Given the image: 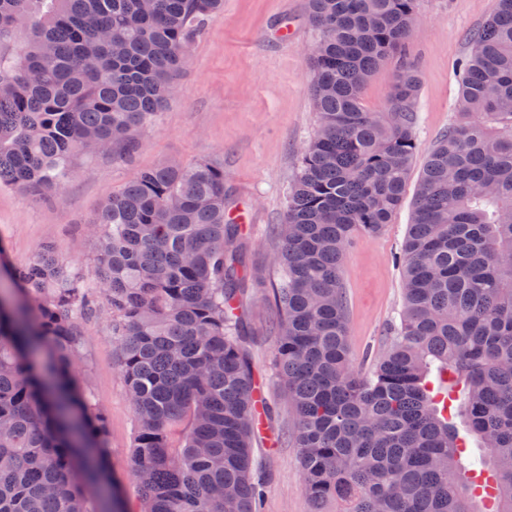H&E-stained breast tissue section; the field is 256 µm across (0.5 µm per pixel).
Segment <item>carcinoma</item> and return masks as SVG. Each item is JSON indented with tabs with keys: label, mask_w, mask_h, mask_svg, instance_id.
<instances>
[{
	"label": "carcinoma",
	"mask_w": 512,
	"mask_h": 512,
	"mask_svg": "<svg viewBox=\"0 0 512 512\" xmlns=\"http://www.w3.org/2000/svg\"><path fill=\"white\" fill-rule=\"evenodd\" d=\"M470 34L455 111L427 154L400 263L404 305L363 372L350 359L341 278L357 236L401 205L420 80L400 61L386 111L362 88L410 41L417 0H308L317 129L288 191L276 260L277 375L297 419L316 509L478 512L448 416L450 386L485 448L492 512H512V0ZM223 0H0V187L38 196L107 140L130 155ZM224 167L136 171L101 207L95 272L52 245L0 291V512H119L107 422L72 372L80 320L109 316L137 417L131 468L142 512H259L264 479L246 325V263ZM178 443H173V437ZM101 495L94 506L92 491Z\"/></svg>",
	"instance_id": "1"
}]
</instances>
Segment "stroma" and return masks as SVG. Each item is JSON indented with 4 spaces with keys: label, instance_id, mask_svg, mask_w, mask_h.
Here are the masks:
<instances>
[{
    "label": "stroma",
    "instance_id": "35a3bbf8",
    "mask_svg": "<svg viewBox=\"0 0 512 512\" xmlns=\"http://www.w3.org/2000/svg\"><path fill=\"white\" fill-rule=\"evenodd\" d=\"M496 9L497 0H418V33L406 47L421 79L410 183L385 231L357 238L341 267L356 366L370 367L384 351L390 327L399 321L403 279L396 257L411 221L414 184L428 151L455 118V65L470 49L469 34ZM282 27L287 37L276 38ZM312 39L307 0H224L132 158L117 150L93 154L84 172L42 199L0 188V245L5 248L0 261L18 267L51 245L72 272L91 283L97 250L91 222L134 172L172 162L223 165L228 209L232 222L244 229L241 245L251 271L237 307L248 331L254 377L272 409L264 432L253 438L254 454L269 479L262 512H336L332 502L316 509L303 490L300 450L293 440L296 416L275 376L277 231L300 151L317 125L311 107L313 69L304 51ZM82 329L83 353L75 375L88 380L107 418L110 466L122 510L142 512L130 471L136 416L109 320L89 319Z\"/></svg>",
    "mask_w": 512,
    "mask_h": 512
}]
</instances>
